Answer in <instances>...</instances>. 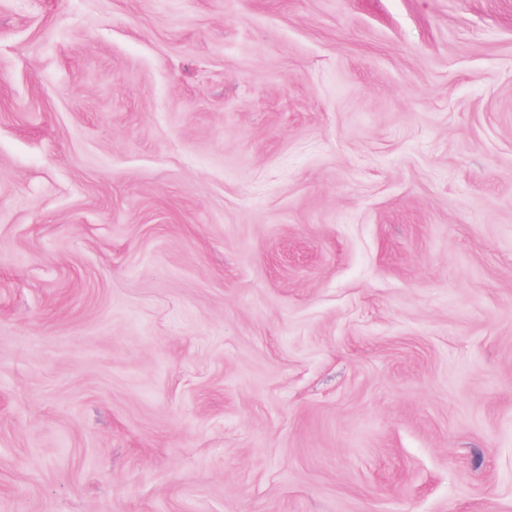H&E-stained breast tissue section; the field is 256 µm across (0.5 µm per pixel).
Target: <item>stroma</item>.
Returning a JSON list of instances; mask_svg holds the SVG:
<instances>
[{"instance_id": "obj_1", "label": "stroma", "mask_w": 512, "mask_h": 512, "mask_svg": "<svg viewBox=\"0 0 512 512\" xmlns=\"http://www.w3.org/2000/svg\"><path fill=\"white\" fill-rule=\"evenodd\" d=\"M0 512H512V0H0Z\"/></svg>"}]
</instances>
